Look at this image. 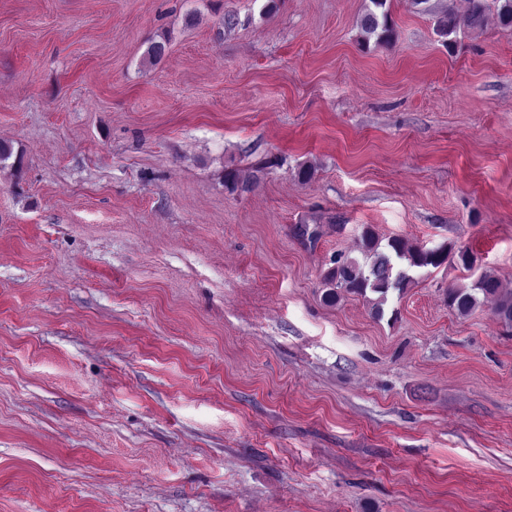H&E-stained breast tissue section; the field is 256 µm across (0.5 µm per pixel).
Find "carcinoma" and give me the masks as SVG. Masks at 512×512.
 Instances as JSON below:
<instances>
[{"label": "carcinoma", "instance_id": "obj_1", "mask_svg": "<svg viewBox=\"0 0 512 512\" xmlns=\"http://www.w3.org/2000/svg\"><path fill=\"white\" fill-rule=\"evenodd\" d=\"M467 26L472 31L484 28L490 9H495L498 20L505 27H512V0H463ZM459 23L457 15L448 12L437 18L436 32L446 39L448 49L457 43ZM362 40L367 49L390 44L395 37V23L388 0H369L360 19ZM362 259L339 257L325 277V298L334 301L345 294L377 295L372 314L383 315V304L392 291L401 292L412 282L411 272L418 269L438 268L452 258L465 268H470L475 257L467 249L457 251L446 245L435 248L412 247L393 238L381 244L373 230L366 227L361 234ZM495 298L493 313L505 326L512 328V295L499 292V285L488 275L480 277L469 288L448 289V307L467 316L483 304V299Z\"/></svg>", "mask_w": 512, "mask_h": 512}]
</instances>
